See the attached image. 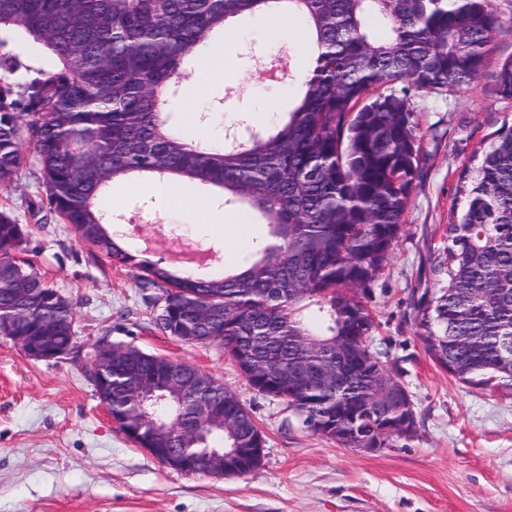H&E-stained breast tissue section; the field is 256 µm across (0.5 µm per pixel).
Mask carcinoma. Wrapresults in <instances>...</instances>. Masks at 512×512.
Instances as JSON below:
<instances>
[{"instance_id": "1", "label": "carcinoma", "mask_w": 512, "mask_h": 512, "mask_svg": "<svg viewBox=\"0 0 512 512\" xmlns=\"http://www.w3.org/2000/svg\"><path fill=\"white\" fill-rule=\"evenodd\" d=\"M288 2L312 47L293 107L263 131L247 120L219 146L189 141L169 103L193 53L232 17ZM502 22L492 0H0V27L32 37L57 67L25 83L0 78V187L32 146L50 208L112 262L163 291L157 325L197 344L220 341L258 393L288 402L313 435L385 448L415 433L406 389L370 346L365 305L404 231L419 163L411 92L477 82ZM495 92L512 99V60ZM179 178L224 191L270 225L224 275L173 271L124 246L104 205L129 177ZM463 206L435 259L438 288L414 303L421 341L463 383L512 388V126L460 176ZM22 225L0 212V317L12 336L77 345L71 301L20 256ZM112 362V417L141 419L142 447L167 424L180 455L262 448L237 396L208 373L199 393L224 427L177 428L202 411L161 393L130 394L125 372L162 357L131 348Z\"/></svg>"}]
</instances>
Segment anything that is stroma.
I'll return each instance as SVG.
<instances>
[{"label": "stroma", "mask_w": 512, "mask_h": 512, "mask_svg": "<svg viewBox=\"0 0 512 512\" xmlns=\"http://www.w3.org/2000/svg\"><path fill=\"white\" fill-rule=\"evenodd\" d=\"M502 27L479 81L448 92L412 96L421 141L415 189L404 231L368 300L373 346L404 383L417 432L374 452L304 431L292 409L255 394L220 343L189 345L156 324L158 289L138 271L112 263L50 213L30 144L11 187L0 188V211L28 234L27 255L70 299L77 354L50 362L29 358L0 335V512H512V391L466 385L425 350L413 304L434 290L435 256L456 184L476 152L512 125V99L493 91L501 64L512 59V0H493ZM231 54L198 50L172 117L188 132L228 128L268 108L289 110L296 74L309 57L260 16L237 17ZM0 48L18 56L13 78L25 82L55 60L42 45L1 32ZM150 181L135 177L109 188L108 201L129 248L169 259L178 241L217 252L223 272L249 253L268 227L244 206L241 224L180 223ZM196 366L233 391L266 437L261 465L242 476L180 474L131 443L107 415L85 374L99 339Z\"/></svg>", "instance_id": "35a3bbf8"}]
</instances>
